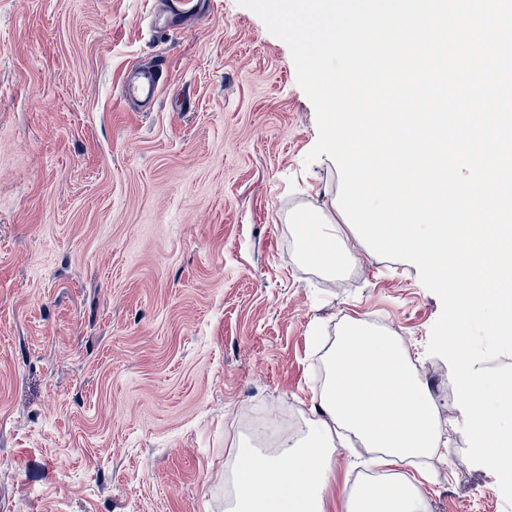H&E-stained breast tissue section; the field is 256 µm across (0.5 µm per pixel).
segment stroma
<instances>
[{
  "label": "stroma",
  "instance_id": "35a3bbf8",
  "mask_svg": "<svg viewBox=\"0 0 512 512\" xmlns=\"http://www.w3.org/2000/svg\"><path fill=\"white\" fill-rule=\"evenodd\" d=\"M211 3L179 29L163 0H0V512H225L239 443L318 419L354 319L402 342L431 402L437 449L393 470L422 512H512L427 351L438 297L331 207L288 46ZM160 57L153 108L120 100ZM306 212L335 221L343 275L305 256ZM373 454L339 444L327 512Z\"/></svg>",
  "mask_w": 512,
  "mask_h": 512
}]
</instances>
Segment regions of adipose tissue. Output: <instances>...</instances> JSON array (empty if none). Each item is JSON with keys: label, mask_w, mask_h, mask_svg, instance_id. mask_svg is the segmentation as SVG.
<instances>
[{"label": "adipose tissue", "mask_w": 512, "mask_h": 512, "mask_svg": "<svg viewBox=\"0 0 512 512\" xmlns=\"http://www.w3.org/2000/svg\"><path fill=\"white\" fill-rule=\"evenodd\" d=\"M307 229L311 258L333 269L343 266L348 256L335 226L324 219ZM319 408L321 419L277 454L239 444L229 512H324L340 426L377 449L371 464L386 471L437 446L431 403L402 345L359 319L348 323L331 354ZM421 502L417 486L389 480L361 487L346 512H420Z\"/></svg>", "instance_id": "1"}]
</instances>
